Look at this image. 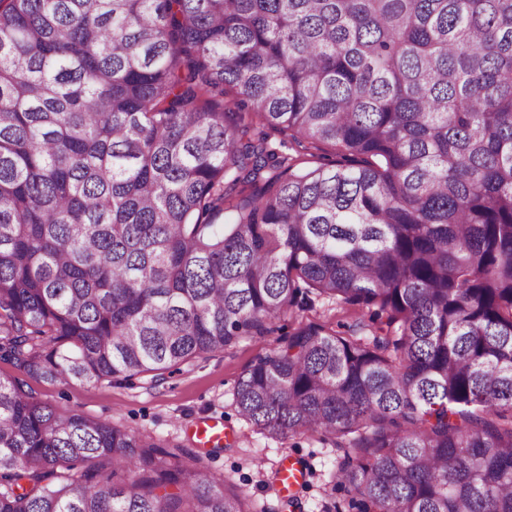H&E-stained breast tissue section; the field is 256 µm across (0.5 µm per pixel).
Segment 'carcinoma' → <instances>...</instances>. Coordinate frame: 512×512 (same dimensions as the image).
<instances>
[{
	"label": "carcinoma",
	"instance_id": "carcinoma-1",
	"mask_svg": "<svg viewBox=\"0 0 512 512\" xmlns=\"http://www.w3.org/2000/svg\"><path fill=\"white\" fill-rule=\"evenodd\" d=\"M313 296L369 335L239 415L352 448L357 512H512V0H0V359L158 381ZM0 512L257 510L0 376Z\"/></svg>",
	"mask_w": 512,
	"mask_h": 512
}]
</instances>
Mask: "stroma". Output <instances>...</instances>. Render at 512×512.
Returning <instances> with one entry per match:
<instances>
[{"mask_svg": "<svg viewBox=\"0 0 512 512\" xmlns=\"http://www.w3.org/2000/svg\"><path fill=\"white\" fill-rule=\"evenodd\" d=\"M311 321H328L346 331L358 316L318 298L312 307L274 320L267 335L243 337L232 347L165 374L157 383L136 377L127 382L56 384L32 379L28 385L53 406L153 437L180 454L183 462L201 461L216 478H229L258 512H349L347 495L331 489L341 449L326 445L316 433L285 440L257 433L232 404L234 387L248 366L293 328ZM209 421L222 423L226 438L215 448L198 447L193 430ZM288 461L297 462L304 472L290 490L277 478Z\"/></svg>", "mask_w": 512, "mask_h": 512, "instance_id": "obj_1", "label": "stroma"}]
</instances>
